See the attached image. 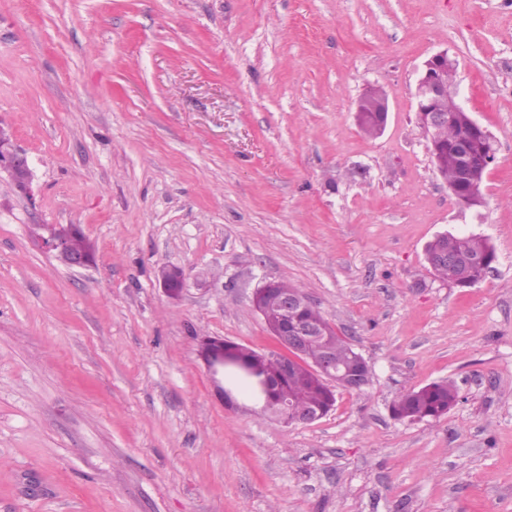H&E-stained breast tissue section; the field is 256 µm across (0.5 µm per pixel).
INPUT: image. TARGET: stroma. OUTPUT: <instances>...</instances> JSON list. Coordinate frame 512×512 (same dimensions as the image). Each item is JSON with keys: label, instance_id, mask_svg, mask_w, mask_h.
Here are the masks:
<instances>
[{"label": "stroma", "instance_id": "35a3bbf8", "mask_svg": "<svg viewBox=\"0 0 512 512\" xmlns=\"http://www.w3.org/2000/svg\"><path fill=\"white\" fill-rule=\"evenodd\" d=\"M440 50L498 144L471 209L416 120ZM0 127L35 175H0V512H512V0H0ZM48 224L93 264L43 249ZM446 231L490 239L483 281L430 272ZM271 280L372 370L309 424L227 408L199 356L275 351ZM441 380L446 415L393 417ZM376 95L382 96L383 98L380 100L379 104L376 105L373 109L367 110L365 108L366 102L370 98H372ZM355 112H356V115H355L356 122L359 127L361 126L360 121H361L362 113L368 112V114L365 118V121L362 124L361 129H363L369 135H371V133H373L375 131V128L373 125V112H382V121H381V123L379 125V129L376 133V136H378L384 131V129L388 123L390 106H389V102H388L386 95L380 89H378L376 87L368 86L361 93V95L357 101Z\"/></svg>", "mask_w": 512, "mask_h": 512}]
</instances>
